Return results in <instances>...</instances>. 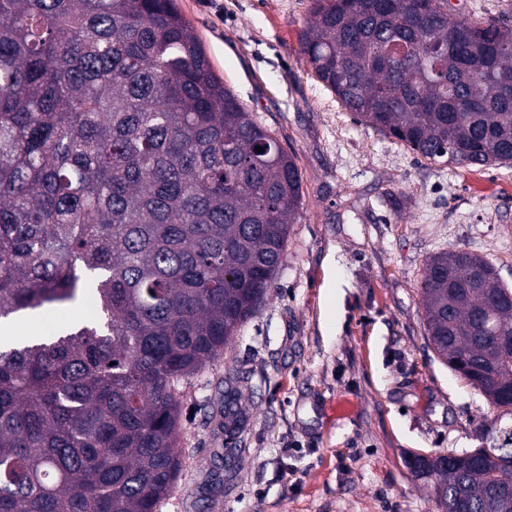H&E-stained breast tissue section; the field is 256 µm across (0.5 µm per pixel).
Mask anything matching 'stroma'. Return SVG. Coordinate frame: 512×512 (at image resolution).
Instances as JSON below:
<instances>
[{"label": "stroma", "instance_id": "obj_1", "mask_svg": "<svg viewBox=\"0 0 512 512\" xmlns=\"http://www.w3.org/2000/svg\"><path fill=\"white\" fill-rule=\"evenodd\" d=\"M214 72L302 176L271 295L223 357L181 386L183 470L161 512H437L411 454L468 451L512 420L433 354L425 262L457 247L512 285V167L425 160L358 122L300 44L312 0H176ZM512 24V0H448ZM240 376L242 431L220 425ZM241 461L220 484L215 451Z\"/></svg>", "mask_w": 512, "mask_h": 512}]
</instances>
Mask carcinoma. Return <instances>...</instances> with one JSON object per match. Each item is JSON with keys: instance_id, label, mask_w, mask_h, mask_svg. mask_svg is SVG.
<instances>
[{"instance_id": "obj_1", "label": "carcinoma", "mask_w": 512, "mask_h": 512, "mask_svg": "<svg viewBox=\"0 0 512 512\" xmlns=\"http://www.w3.org/2000/svg\"><path fill=\"white\" fill-rule=\"evenodd\" d=\"M300 43L358 122L429 161L512 166V26L452 21L448 0H313ZM301 198L175 0H0V320L89 307L0 347V512H160L180 387L268 299ZM422 297L437 357L511 416L512 289L450 248ZM408 466L440 512H512L492 448ZM46 313L44 320L36 326L39 332H46L55 325L83 318L86 315V307L84 304H75L59 311L48 310Z\"/></svg>"}]
</instances>
